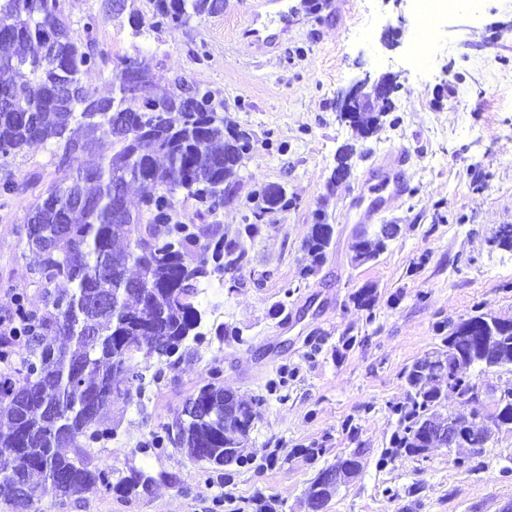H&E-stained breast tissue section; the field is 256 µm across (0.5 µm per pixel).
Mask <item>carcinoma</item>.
<instances>
[{
  "instance_id": "obj_1",
  "label": "carcinoma",
  "mask_w": 512,
  "mask_h": 512,
  "mask_svg": "<svg viewBox=\"0 0 512 512\" xmlns=\"http://www.w3.org/2000/svg\"><path fill=\"white\" fill-rule=\"evenodd\" d=\"M223 0H156L149 27L184 26L191 19L221 11ZM0 159H16L34 144H51L59 178L28 211L27 241L40 259L45 284L62 279L73 285L50 296L51 310L37 314L18 305L20 335L0 339V498L13 509L28 510L38 492L51 486L63 498L105 489L123 497L147 493L156 478L144 469L106 472L88 462L84 449L112 439L104 418L112 404L131 400V390L158 384L166 370L204 340L202 311L193 304L201 281L213 271L232 269L246 256L243 247L219 237L212 252L196 253V227L176 218V194L183 191L203 212L224 206V184L237 174L251 137L224 127V103L209 92L180 88L127 102L124 80L155 77L127 55L113 58L99 50L97 17L86 16L75 29L63 0H0ZM112 65V91L99 96L83 74ZM72 89L59 96V86ZM141 189L136 210L113 207L117 186ZM252 236L264 216L285 201L258 193ZM332 227L317 219L307 241L314 271L329 247ZM386 242L358 236L357 259L368 261ZM485 314L454 325L437 361L441 370H424L416 361L405 373L406 401L393 436L400 453L419 456L434 447L428 426L445 388L456 392L460 407L473 402L474 384L463 370L479 365H512V320ZM20 355L22 373H12ZM121 376L127 387L119 388ZM224 398L219 374L190 397L198 409L177 417L163 432L150 433L142 451L167 445L218 468L224 448L239 444L238 420L252 425L256 399L237 405V415L210 413L214 397ZM462 421L460 448L485 445L490 435L512 430V403L501 405L492 428L480 434ZM71 449V453L63 449Z\"/></svg>"
}]
</instances>
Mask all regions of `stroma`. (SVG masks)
I'll use <instances>...</instances> for the list:
<instances>
[{"label": "stroma", "instance_id": "35a3bbf8", "mask_svg": "<svg viewBox=\"0 0 512 512\" xmlns=\"http://www.w3.org/2000/svg\"><path fill=\"white\" fill-rule=\"evenodd\" d=\"M64 0L71 23L98 19L108 56L130 55L159 75L160 91L183 76L224 104V124L250 134L253 149L215 214L180 197L179 221L243 244L245 258L213 273L195 298L205 312V342L131 402L107 412L111 441L87 449L92 466L143 468L150 493L102 490L62 499L39 492L32 512H229L225 491H262L267 512H311L306 491L317 473L352 450L362 467L327 512H499L512 499V430L487 443L472 468L459 448L418 457L391 444L404 373L443 350L449 328L488 313L512 319V250L494 238L512 226V0H485L480 14L448 15L435 49L417 61L420 20L411 0H306L280 23L267 0H224L221 13L135 35L137 14L151 22L154 0ZM259 15L245 34L247 7ZM399 85L372 135L340 118L343 94L364 77ZM354 148L349 176L333 183L340 152ZM405 150L408 191L362 222L353 198L372 169ZM16 190L0 195V318L14 300L45 312L38 257L27 244L26 214L58 173L50 145L37 144L0 165ZM284 187L288 204L264 216L247 238L245 217L257 190ZM333 236L313 273L306 241L316 216ZM397 225L376 258L359 261L363 229ZM368 300H361V293ZM241 399H259L242 462L215 468L168 447L140 448L172 424L210 372Z\"/></svg>", "mask_w": 512, "mask_h": 512}]
</instances>
